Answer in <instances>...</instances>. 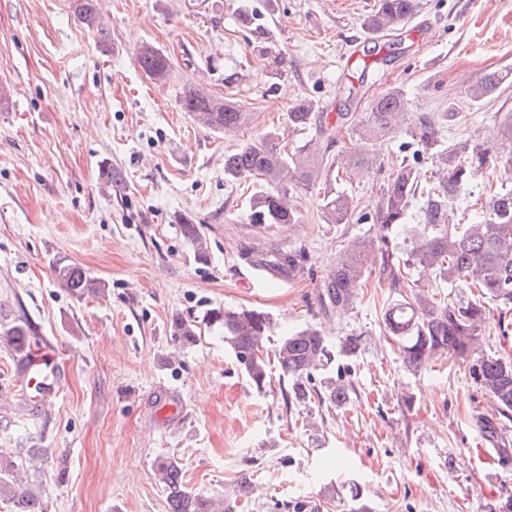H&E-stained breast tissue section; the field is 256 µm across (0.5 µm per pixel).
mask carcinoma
<instances>
[{"instance_id": "cac0c4a2", "label": "carcinoma", "mask_w": 512, "mask_h": 512, "mask_svg": "<svg viewBox=\"0 0 512 512\" xmlns=\"http://www.w3.org/2000/svg\"><path fill=\"white\" fill-rule=\"evenodd\" d=\"M71 8L78 21L98 35L99 43L108 42L97 0H72ZM417 9L418 0H377L367 26L383 35L392 33L407 24ZM136 57L147 77L156 81L167 78L170 60L160 49L144 43ZM506 83H512V70L493 71L470 85L466 95L479 102ZM407 104L404 91L391 88L374 98L365 112L336 113V124L364 143L402 134L408 138L402 149H413L412 159L403 160L387 178L372 213L358 212L354 198L339 187L341 182L373 166V157L356 148L330 158L313 139L289 150L279 132L268 131L224 154V179L252 177L262 183V190L250 199L248 217L253 224L296 223L294 187L321 179V210L328 223L348 224L354 219L359 224L379 225L377 239H355L344 248L319 295L321 307H349L365 285L366 277L378 273L379 281L401 296L386 310L384 325L405 366L418 370L447 356L467 363L474 384L498 402V422L488 420L484 428L503 441V430L512 424V361L480 351L477 343L485 332V298L497 302L501 335H508L512 328L506 321L507 314L512 312V191L490 194L484 216L471 224H448V209L474 175L497 164L498 154H506L505 164H512V113L505 114L498 124L497 147L469 140L445 147L439 126L452 120L456 113L442 112L437 117L425 113L413 127L403 129L400 119ZM180 105L183 111L192 113L199 123L216 132L235 130L245 121V109L239 101L201 89L184 92ZM312 119L313 103L306 99L288 112V121L295 130L305 129ZM424 154L435 160L436 170L431 173L433 182L423 190L419 156ZM419 195L423 196L422 233L411 250L404 253L398 248V235ZM180 224L195 256L206 258L207 245L199 226L188 217L180 218ZM260 257L253 263L267 271L272 280L282 275L291 279L304 273V266L294 253L273 249ZM415 270L430 274L436 282L475 288L478 294L451 303L439 300L413 278ZM58 279L64 287L81 295L98 288L77 267L59 268ZM208 321L224 327V342L230 345L248 378L256 389L265 388L269 372L264 340L272 329L270 315L259 309H226L210 313ZM364 347L362 335L353 332L333 348L322 332L312 326L284 336L275 356L282 375L291 379L288 400L307 403L312 396L313 370L323 369L339 358H353ZM326 395L331 404L344 405L349 399V386L330 380ZM158 472L166 492L167 512H224L220 504L185 488L176 462L160 463ZM16 476L14 461L0 457V501L12 503L11 512H45L36 495L16 488Z\"/></svg>"}]
</instances>
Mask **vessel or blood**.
I'll return each mask as SVG.
<instances>
[{"label":"vessel or blood","instance_id":"b4317fda","mask_svg":"<svg viewBox=\"0 0 512 512\" xmlns=\"http://www.w3.org/2000/svg\"><path fill=\"white\" fill-rule=\"evenodd\" d=\"M24 368L14 375V384L25 397L49 398L57 393L65 378L51 345H20Z\"/></svg>","mask_w":512,"mask_h":512}]
</instances>
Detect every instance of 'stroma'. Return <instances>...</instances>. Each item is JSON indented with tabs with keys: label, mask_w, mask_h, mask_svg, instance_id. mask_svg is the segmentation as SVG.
<instances>
[{
	"label": "stroma",
	"mask_w": 512,
	"mask_h": 512,
	"mask_svg": "<svg viewBox=\"0 0 512 512\" xmlns=\"http://www.w3.org/2000/svg\"><path fill=\"white\" fill-rule=\"evenodd\" d=\"M377 0H98L109 43L77 21L71 0H0V324L23 320L66 366L58 395L19 404L14 346L0 335V457L16 462L46 512H166L160 461L176 460L186 487L232 512H512V459L495 457L494 489L482 486L481 450L493 444L476 413L495 400L468 367L446 357L405 368L384 331L394 295L370 276L351 309L323 311L319 292L342 245L376 237L374 224H329L323 183L297 187L299 219L260 226L250 179L227 181L224 154L274 127L299 100L315 112H363L404 88L408 117L452 112L443 144L480 135L497 143L512 113V84L475 103L469 85L512 70V0H419L400 34L374 36L365 20ZM253 16L237 20L239 8ZM149 43L170 60L165 81L148 78L136 51ZM288 74L274 81V58ZM202 85L247 104L244 124L217 133L180 107ZM399 139L378 143L369 173L346 186L372 210L400 165ZM111 163L124 182L103 189ZM199 224L198 259L179 217ZM303 251V276L269 284L244 256ZM101 281L82 295L59 267ZM270 314L265 342L319 328L335 343L363 334L349 361L340 407L324 401L335 366L317 370L313 397L287 399L272 369L259 392L211 310ZM196 324L183 343L173 317ZM43 454L28 459L26 449ZM361 498L352 501L351 488Z\"/></svg>",
	"instance_id": "35a3bbf8"
}]
</instances>
